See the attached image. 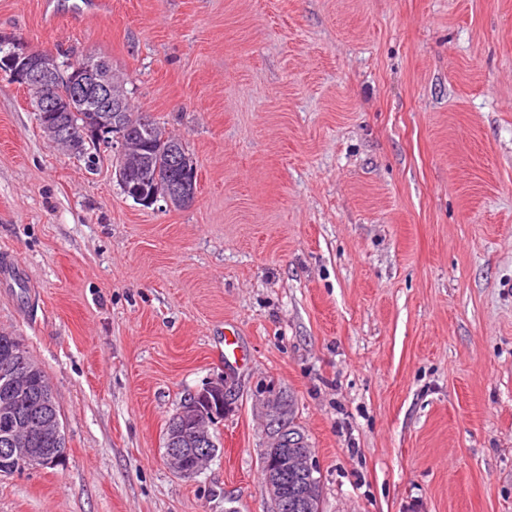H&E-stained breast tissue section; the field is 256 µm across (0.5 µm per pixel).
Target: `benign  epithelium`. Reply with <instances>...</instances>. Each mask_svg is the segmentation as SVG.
<instances>
[{
  "label": "benign epithelium",
  "instance_id": "7a95c632",
  "mask_svg": "<svg viewBox=\"0 0 512 512\" xmlns=\"http://www.w3.org/2000/svg\"><path fill=\"white\" fill-rule=\"evenodd\" d=\"M5 73L20 87L33 91L30 102L39 127L48 142L56 145L62 141L75 142L57 121L63 104L55 96V86L69 85L71 98L87 106L88 111L98 113L95 124L82 130L80 138L96 141L112 149V168L122 192L136 203L149 207L159 201L168 206L187 207L196 197L198 172L184 154L175 149L170 160L172 178L166 189L157 186L147 188L138 176L146 172L151 142L135 138L127 123L125 98L115 92L112 73L101 60L87 59L72 71L61 68L56 57L47 52H33L26 41L0 36V74ZM31 374L27 364L14 361L0 370V413L8 422L4 435L10 443L13 460L29 469H45L56 465L64 454L62 448H45L34 452L33 445L39 440L51 443L62 439L60 420L21 416L17 410L29 405L27 377ZM232 389L216 382L188 395L178 412L179 426L172 438L173 445L164 450L169 468L183 477L199 473L212 459L203 444L211 437L213 422L227 414L233 404ZM278 390L263 392L259 406L264 431L271 445L262 449L261 464L264 473V489L273 505L274 512L288 510V476H307L299 487L304 507L314 506L318 495L314 473L318 469L314 449L309 442L304 447L281 448L286 442L282 434L270 429L279 416Z\"/></svg>",
  "mask_w": 512,
  "mask_h": 512
}]
</instances>
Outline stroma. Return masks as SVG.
I'll return each instance as SVG.
<instances>
[{
  "label": "stroma",
  "mask_w": 512,
  "mask_h": 512,
  "mask_svg": "<svg viewBox=\"0 0 512 512\" xmlns=\"http://www.w3.org/2000/svg\"><path fill=\"white\" fill-rule=\"evenodd\" d=\"M82 3L0 0V34L109 60L199 184L134 202L0 75V332L66 439L0 512H270L269 382L322 512H512V0ZM220 381V450L179 476L164 428Z\"/></svg>",
  "instance_id": "obj_1"
}]
</instances>
